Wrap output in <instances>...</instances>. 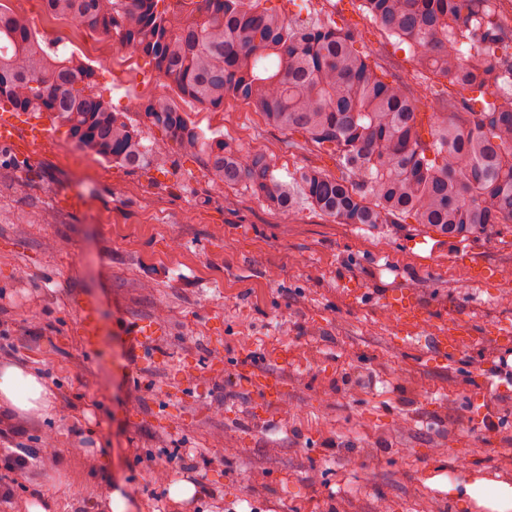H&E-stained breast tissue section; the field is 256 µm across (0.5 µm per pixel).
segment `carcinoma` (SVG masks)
<instances>
[{"instance_id":"obj_1","label":"carcinoma","mask_w":512,"mask_h":512,"mask_svg":"<svg viewBox=\"0 0 512 512\" xmlns=\"http://www.w3.org/2000/svg\"><path fill=\"white\" fill-rule=\"evenodd\" d=\"M52 15L149 57L167 85L211 107L233 97L304 144L336 154L341 175L303 167L283 179L274 160L208 137L170 98L145 112L216 184H245L289 210L300 198L338 224H399L407 216L448 238L512 224V59L496 48L512 28L494 0H365L371 19L409 47L420 68L479 92L480 107L439 112L425 132L422 101L359 54V31L283 18L262 0H43ZM94 71L65 42L0 6V102L49 112L81 148L131 168L163 153L92 90Z\"/></svg>"}]
</instances>
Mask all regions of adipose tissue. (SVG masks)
I'll return each mask as SVG.
<instances>
[{"label":"adipose tissue","mask_w":512,"mask_h":512,"mask_svg":"<svg viewBox=\"0 0 512 512\" xmlns=\"http://www.w3.org/2000/svg\"><path fill=\"white\" fill-rule=\"evenodd\" d=\"M0 404L20 414L50 417L55 413L54 398L43 375L14 364L0 366Z\"/></svg>","instance_id":"obj_1"}]
</instances>
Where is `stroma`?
Instances as JSON below:
<instances>
[{
    "label": "stroma",
    "mask_w": 512,
    "mask_h": 512,
    "mask_svg": "<svg viewBox=\"0 0 512 512\" xmlns=\"http://www.w3.org/2000/svg\"><path fill=\"white\" fill-rule=\"evenodd\" d=\"M265 6L370 27L357 48L379 75L423 95L429 113L453 97L368 23L363 0ZM78 56L143 143H165L143 110L164 83L152 60L121 47L110 65ZM175 103L205 133L263 149L280 174L339 172L335 155L294 147L237 99ZM64 193L81 207L59 208ZM509 267L512 224L462 241L410 220L337 224L306 203L283 211L214 184L200 155L173 145L144 168L105 161L52 121L23 151L0 145V364L38 368L58 413L18 435L0 424V473L13 448L35 449L14 496L41 492L55 512H94L113 484L135 512H492L448 488L512 485ZM407 290L421 315L396 314ZM82 302L99 324L89 351ZM451 320L478 341L445 355L429 338ZM349 371L361 382L343 384ZM180 479L198 500L169 499Z\"/></svg>",
    "instance_id": "1"
}]
</instances>
